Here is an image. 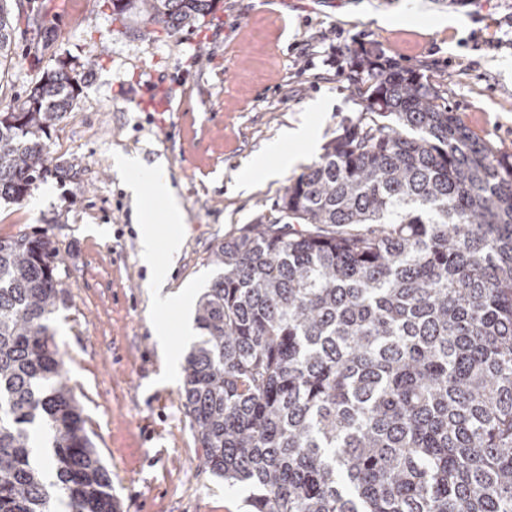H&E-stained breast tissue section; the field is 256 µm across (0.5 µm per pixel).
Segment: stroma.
Listing matches in <instances>:
<instances>
[{
	"label": "stroma",
	"instance_id": "1",
	"mask_svg": "<svg viewBox=\"0 0 512 512\" xmlns=\"http://www.w3.org/2000/svg\"><path fill=\"white\" fill-rule=\"evenodd\" d=\"M388 15V25L375 17ZM458 15L456 27L438 17ZM14 55L0 67V107L60 65L80 95L51 132L66 180L36 182L25 201H0V237L43 231L62 258L65 303L55 341L86 430L112 477L120 512H246L248 487L202 463L181 402L182 377L160 376L158 335L186 357L183 312L157 307L139 258L140 212L114 168L118 154L165 157L185 222L172 226L144 188L160 233L179 230L171 290L198 300L216 274L211 253L276 204L301 167L273 180L234 181L282 128L322 130L317 162L363 104L346 59L364 45L423 73L465 125L512 154V0H217L176 33H123L111 0H14Z\"/></svg>",
	"mask_w": 512,
	"mask_h": 512
}]
</instances>
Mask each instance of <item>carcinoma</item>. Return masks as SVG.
I'll return each mask as SVG.
<instances>
[{"mask_svg": "<svg viewBox=\"0 0 512 512\" xmlns=\"http://www.w3.org/2000/svg\"><path fill=\"white\" fill-rule=\"evenodd\" d=\"M215 3L112 14L171 33ZM348 66L360 115L275 220L213 251L182 389L204 466L249 487L250 512H512V157L417 70L364 46ZM78 95L62 66L0 112V200L70 177L49 137ZM61 265L45 233L0 239V512H52L55 489L69 512H120L51 326Z\"/></svg>", "mask_w": 512, "mask_h": 512, "instance_id": "1", "label": "carcinoma"}]
</instances>
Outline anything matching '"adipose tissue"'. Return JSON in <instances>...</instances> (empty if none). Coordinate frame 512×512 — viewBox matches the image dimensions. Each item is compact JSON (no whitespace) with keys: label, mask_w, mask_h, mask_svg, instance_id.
Masks as SVG:
<instances>
[{"label":"adipose tissue","mask_w":512,"mask_h":512,"mask_svg":"<svg viewBox=\"0 0 512 512\" xmlns=\"http://www.w3.org/2000/svg\"><path fill=\"white\" fill-rule=\"evenodd\" d=\"M319 135V127L311 122L284 128L278 140L271 142L266 148L267 156L276 158L277 163L265 168V177L276 178L279 169L290 168L306 161V154L284 153V144H303L311 148L316 146ZM117 166L128 174L126 188L134 204H141L144 187H151L154 195L163 200L170 223H183L185 218L183 205L171 182L168 165L164 158H156L148 164L140 156L122 155L117 160ZM139 244L140 260L151 275L155 304L162 308L185 306V295L172 294L166 290L168 262L175 259L181 250L182 240L179 234L173 232L164 236L159 235L155 225L148 222L141 227Z\"/></svg>","instance_id":"1"}]
</instances>
